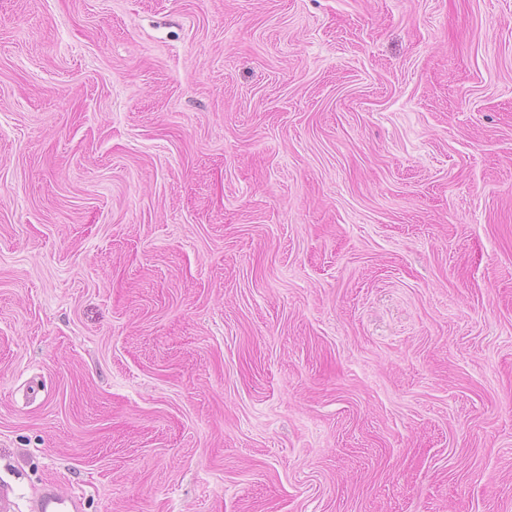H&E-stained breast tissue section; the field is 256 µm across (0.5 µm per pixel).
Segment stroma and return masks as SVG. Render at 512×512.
<instances>
[{
	"instance_id": "1",
	"label": "stroma",
	"mask_w": 512,
	"mask_h": 512,
	"mask_svg": "<svg viewBox=\"0 0 512 512\" xmlns=\"http://www.w3.org/2000/svg\"><path fill=\"white\" fill-rule=\"evenodd\" d=\"M5 482L512 512V0H0Z\"/></svg>"
}]
</instances>
